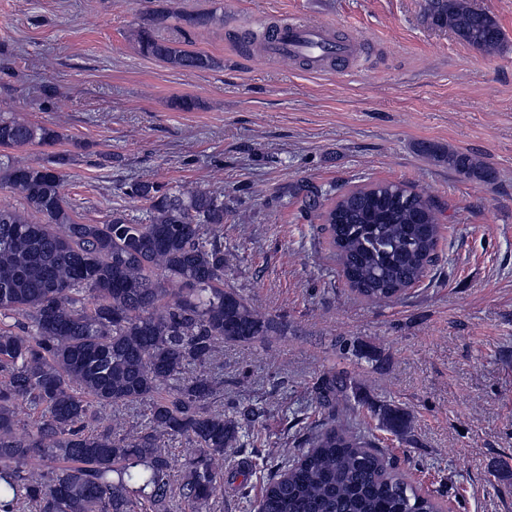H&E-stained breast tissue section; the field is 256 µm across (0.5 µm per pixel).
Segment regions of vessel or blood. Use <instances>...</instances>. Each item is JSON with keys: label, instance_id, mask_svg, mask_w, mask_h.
Here are the masks:
<instances>
[{"label": "vessel or blood", "instance_id": "vessel-or-blood-1", "mask_svg": "<svg viewBox=\"0 0 512 512\" xmlns=\"http://www.w3.org/2000/svg\"><path fill=\"white\" fill-rule=\"evenodd\" d=\"M266 42L267 54L280 59L308 58L315 62L346 59L353 55V39H338L329 27L314 21L275 22Z\"/></svg>", "mask_w": 512, "mask_h": 512}]
</instances>
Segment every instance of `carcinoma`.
Returning a JSON list of instances; mask_svg holds the SVG:
<instances>
[{"label":"carcinoma","instance_id":"cac0c4a2","mask_svg":"<svg viewBox=\"0 0 512 512\" xmlns=\"http://www.w3.org/2000/svg\"><path fill=\"white\" fill-rule=\"evenodd\" d=\"M425 18L491 55L497 21L467 0H426ZM174 18L189 27L212 15L150 13L138 51L183 70L212 57L154 34ZM55 127L0 111V147H53ZM430 157L483 181L475 158L433 145ZM71 158L19 165L0 154V186L19 207L0 206V512H211L224 487V453L254 448L255 411L215 412L224 389L211 364L217 342L279 336L287 325L224 285V199L160 181H135L145 205L132 222L80 224L64 193ZM317 214L345 283L380 304L420 283L435 261L440 224L424 193L398 183L349 190ZM39 214L44 222L32 220ZM348 374L330 369L313 386L320 429L301 439L285 469L266 474L250 512H442L378 444L337 424L350 403ZM146 406L134 435L90 427L93 408ZM381 428L402 433L409 414L386 407ZM190 447L178 496L174 465L159 438Z\"/></svg>","mask_w":512,"mask_h":512}]
</instances>
